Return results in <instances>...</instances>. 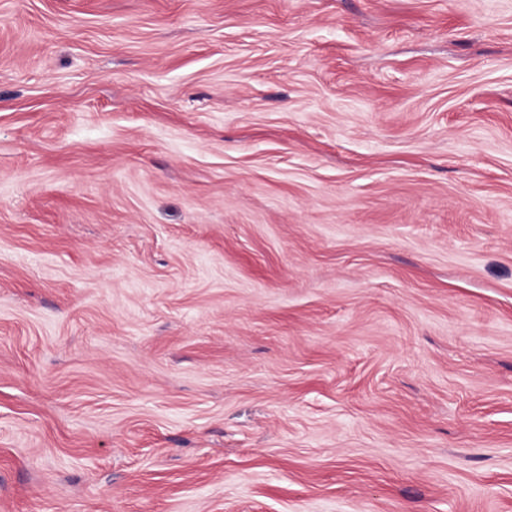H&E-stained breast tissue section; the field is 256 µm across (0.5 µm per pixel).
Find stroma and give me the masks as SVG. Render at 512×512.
Listing matches in <instances>:
<instances>
[{
	"label": "stroma",
	"mask_w": 512,
	"mask_h": 512,
	"mask_svg": "<svg viewBox=\"0 0 512 512\" xmlns=\"http://www.w3.org/2000/svg\"><path fill=\"white\" fill-rule=\"evenodd\" d=\"M0 512H512V0H0Z\"/></svg>",
	"instance_id": "35a3bbf8"
}]
</instances>
